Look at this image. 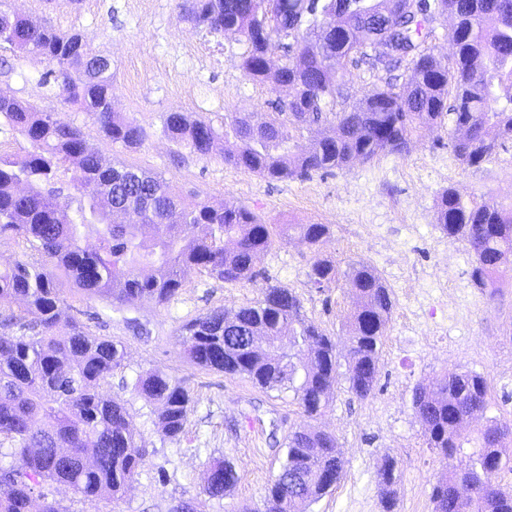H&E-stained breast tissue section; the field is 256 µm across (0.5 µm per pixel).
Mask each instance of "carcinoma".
<instances>
[{
    "label": "carcinoma",
    "instance_id": "cac0c4a2",
    "mask_svg": "<svg viewBox=\"0 0 512 512\" xmlns=\"http://www.w3.org/2000/svg\"><path fill=\"white\" fill-rule=\"evenodd\" d=\"M184 11L211 32L243 38L248 78L288 88L274 111L232 112L222 130L201 117L165 113L161 133L193 153L207 155L230 139L224 164L279 181L406 153L415 131L442 123L447 113L455 124L453 150L467 166L495 155L498 141L512 140V0H185ZM443 14L454 19L449 63L424 47L429 33L421 32L422 23ZM396 38L409 53H391ZM2 44L51 64L44 82L54 81L67 103L93 113L101 136L127 150L145 141V130L112 108V60L93 52L81 34L33 26L11 0H0ZM278 48L286 62L273 73L270 55ZM364 60L385 71L408 60L412 76L336 110L347 65ZM0 122L31 147L21 163L0 158V236L22 245L0 267V325L17 332L0 336V459H9L0 462V512H67L39 492L47 482L84 498L118 501L146 452L124 400L101 391L123 366L124 353L74 317L67 334L56 335L63 284L111 306L165 305L179 295L185 272L246 281L259 255L297 238L313 251L309 282L322 288L337 275L321 257L330 226L269 224L243 205L188 202L164 176L106 161L81 128L15 98H0ZM314 124L328 130L306 143L303 130ZM63 179L74 190L65 204L51 188ZM129 212L138 223L118 221ZM436 223L448 239L469 246L476 287H492L512 268V204L465 202L450 187L438 196ZM347 277L353 311L345 358L351 392L366 399L377 381L392 293L368 263L352 266ZM180 336L197 366L291 392L310 417L330 399L336 342L285 286L268 287L232 314L213 309L185 323ZM134 391L160 406L161 438L186 435L194 400L184 381L154 368L136 378ZM488 392L483 376L456 370L414 390L428 444L449 461L433 487L434 512H512L511 492L470 487L462 477L489 462L500 467V448L512 437L511 426L493 420L460 430L484 414ZM338 447L334 434L314 426L289 430L279 473L254 512H308L342 477ZM208 471L202 494L209 499L223 498L238 480L224 459ZM397 481L396 462L387 456L378 482L385 512H393Z\"/></svg>",
    "mask_w": 512,
    "mask_h": 512
}]
</instances>
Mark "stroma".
I'll return each instance as SVG.
<instances>
[{
    "mask_svg": "<svg viewBox=\"0 0 512 512\" xmlns=\"http://www.w3.org/2000/svg\"><path fill=\"white\" fill-rule=\"evenodd\" d=\"M178 2H12L34 24L80 33L111 59L112 106L145 129L140 148L126 150L100 137L92 116L63 103L55 83H44L47 61L6 45L0 47V95L81 127L105 159L163 174L183 193L235 201L270 224L330 225L322 254L338 275L328 287H314L307 277L309 247L278 243L259 256L252 280L228 284L193 270L177 300L164 306L112 309L67 294L65 316L122 347L123 366L103 391L125 401L148 453L122 500H88L58 484L45 492L69 512H168L177 501L199 497L209 462L221 457L233 463L238 481L224 498L206 501L205 512H251L279 471V441L289 428L311 422L336 435L345 467L336 487L309 512H384L377 484L387 456L397 464L393 512H432V488L445 463L429 448L412 406L417 385L452 369L481 374L490 387L485 418L512 422V273L493 291L476 288L473 257L464 243L437 229L435 203L450 186L467 201L512 196V142L481 165L466 166L450 146L453 122L447 119L418 130L409 153H383L345 170L272 182L225 165L221 151L192 153L162 136L165 113L203 116L219 127L230 112L269 111L277 94L270 84L246 77L239 37L194 25ZM360 261L378 270L394 300L368 399L352 394L347 366L339 364L328 406L310 419L291 393L203 369L186 356L179 338L184 323L214 308L236 310L272 285L292 289L307 318L345 343L353 305L344 273ZM156 367L192 390L194 408L182 440L160 439L154 405L132 389L137 375Z\"/></svg>",
    "mask_w": 512,
    "mask_h": 512,
    "instance_id": "obj_1",
    "label": "stroma"
}]
</instances>
